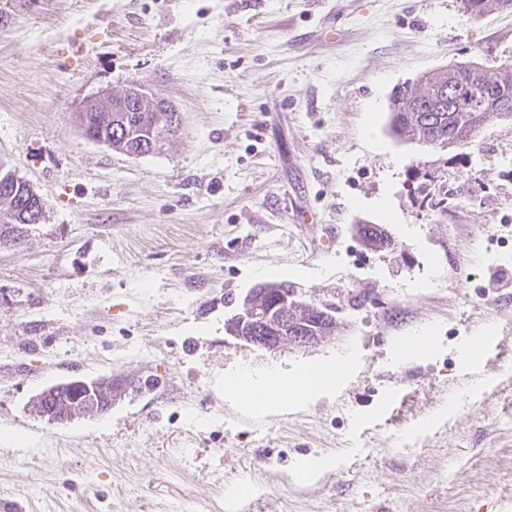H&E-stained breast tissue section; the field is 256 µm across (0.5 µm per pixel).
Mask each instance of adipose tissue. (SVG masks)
<instances>
[{"label":"adipose tissue","mask_w":512,"mask_h":512,"mask_svg":"<svg viewBox=\"0 0 512 512\" xmlns=\"http://www.w3.org/2000/svg\"><path fill=\"white\" fill-rule=\"evenodd\" d=\"M341 361L306 365L291 373L272 368L256 377L238 372L224 381L225 391L247 407L262 412L286 400H304L326 390L341 372Z\"/></svg>","instance_id":"adipose-tissue-1"}]
</instances>
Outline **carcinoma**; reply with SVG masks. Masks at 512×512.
I'll use <instances>...</instances> for the list:
<instances>
[{
	"mask_svg": "<svg viewBox=\"0 0 512 512\" xmlns=\"http://www.w3.org/2000/svg\"><path fill=\"white\" fill-rule=\"evenodd\" d=\"M501 9H512V0H461V9L469 17L482 15L490 2ZM449 80L454 89L450 100L439 103L429 97L430 86L425 83L406 85L395 94L390 103L389 129L402 142L449 149L473 145L477 134L489 123L512 119V67L506 66L495 75H484L482 85L472 88L470 68L462 63L450 69ZM84 134L90 138L98 133L112 134V149L121 150L123 142H133L131 132L114 119L108 125L100 112L87 113ZM138 129L148 132L153 123L174 126L179 131L181 116L173 112H141ZM30 199V190L11 189L10 198L0 197V231L6 226L11 212L22 211ZM356 235L364 247L376 242L382 248L391 246V239L380 224H358Z\"/></svg>",
	"mask_w": 512,
	"mask_h": 512,
	"instance_id": "1",
	"label": "carcinoma"
}]
</instances>
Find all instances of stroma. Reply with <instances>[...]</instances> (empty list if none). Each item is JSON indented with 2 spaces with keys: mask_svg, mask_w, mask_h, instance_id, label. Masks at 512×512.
Listing matches in <instances>:
<instances>
[{
  "mask_svg": "<svg viewBox=\"0 0 512 512\" xmlns=\"http://www.w3.org/2000/svg\"><path fill=\"white\" fill-rule=\"evenodd\" d=\"M512 65V9L460 0H0V164L40 196L0 246V512H512V120L474 147L399 143L390 97ZM141 84L185 132L133 158L75 114ZM380 224L392 251L360 245ZM288 281L342 322L271 354L225 304ZM435 349L397 355L423 331ZM479 346L460 360V343ZM345 358L264 413L225 374ZM119 376L99 418L32 398ZM321 460L296 473L298 458Z\"/></svg>",
  "mask_w": 512,
  "mask_h": 512,
  "instance_id": "stroma-1",
  "label": "stroma"
}]
</instances>
